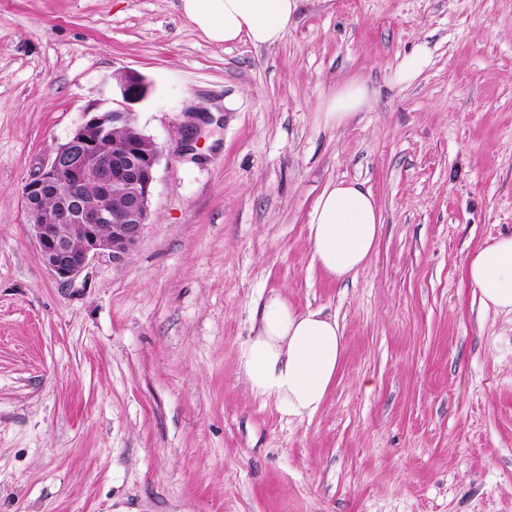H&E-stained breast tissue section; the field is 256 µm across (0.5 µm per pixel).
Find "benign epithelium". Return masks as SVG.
I'll use <instances>...</instances> for the list:
<instances>
[{
  "instance_id": "obj_1",
  "label": "benign epithelium",
  "mask_w": 512,
  "mask_h": 512,
  "mask_svg": "<svg viewBox=\"0 0 512 512\" xmlns=\"http://www.w3.org/2000/svg\"><path fill=\"white\" fill-rule=\"evenodd\" d=\"M147 94L139 74L117 75L110 96L86 112L85 121L23 187L31 236L47 269L64 282L101 255L122 260L149 224L162 149L135 126L133 108ZM124 122L131 123L128 138L104 146L111 124ZM48 194L55 199L51 207L42 205Z\"/></svg>"
}]
</instances>
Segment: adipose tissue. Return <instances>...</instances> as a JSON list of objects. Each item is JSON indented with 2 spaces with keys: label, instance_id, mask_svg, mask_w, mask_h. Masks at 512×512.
Returning <instances> with one entry per match:
<instances>
[{
  "label": "adipose tissue",
  "instance_id": "obj_1",
  "mask_svg": "<svg viewBox=\"0 0 512 512\" xmlns=\"http://www.w3.org/2000/svg\"><path fill=\"white\" fill-rule=\"evenodd\" d=\"M187 19L211 41L248 40L256 46L281 41L301 0H180ZM357 80L339 86L328 102L326 123L339 126L367 103ZM380 233L375 198L363 184L339 181L319 195L309 223L313 263L336 281L361 269ZM484 311L512 312V234L479 247L465 268ZM345 351L335 317L323 309L300 310L271 294L254 318L253 334L238 352L239 367L254 395L273 399L277 410L297 419L323 405Z\"/></svg>",
  "mask_w": 512,
  "mask_h": 512
}]
</instances>
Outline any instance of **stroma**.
Returning <instances> with one entry per match:
<instances>
[{"label": "stroma", "mask_w": 512, "mask_h": 512, "mask_svg": "<svg viewBox=\"0 0 512 512\" xmlns=\"http://www.w3.org/2000/svg\"><path fill=\"white\" fill-rule=\"evenodd\" d=\"M123 71L164 149L150 222L62 282L22 188ZM352 79L366 106L325 125ZM339 181L381 215L342 282L308 235ZM508 232L512 0H303L269 47L210 41L179 0H0V512H512V313L465 274ZM275 292L344 336L302 420L237 360ZM429 54L424 46H420L410 54L403 56L393 69L391 80L396 85L413 81L428 63Z\"/></svg>", "instance_id": "35a3bbf8"}]
</instances>
